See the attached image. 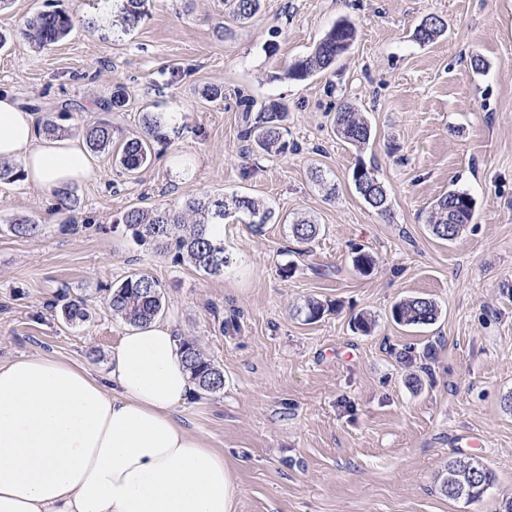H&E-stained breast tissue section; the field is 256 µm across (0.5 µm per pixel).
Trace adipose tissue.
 Listing matches in <instances>:
<instances>
[{"instance_id":"obj_1","label":"adipose tissue","mask_w":512,"mask_h":512,"mask_svg":"<svg viewBox=\"0 0 512 512\" xmlns=\"http://www.w3.org/2000/svg\"><path fill=\"white\" fill-rule=\"evenodd\" d=\"M0 158L51 191L94 167L78 140L41 139L0 92ZM192 390L171 325L128 330L99 374L47 356L0 363V512H233L221 451L175 409Z\"/></svg>"}]
</instances>
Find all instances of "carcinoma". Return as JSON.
<instances>
[{"label": "carcinoma", "mask_w": 512, "mask_h": 512, "mask_svg": "<svg viewBox=\"0 0 512 512\" xmlns=\"http://www.w3.org/2000/svg\"><path fill=\"white\" fill-rule=\"evenodd\" d=\"M149 0H104L102 12L85 20L87 25L108 23L122 32L133 29L148 14ZM224 6L234 21L253 18L261 8V0H224ZM77 18L62 10H43L24 19L14 36L31 47L46 49L65 39L72 31ZM445 29L439 16H427L415 29L414 39L429 43ZM357 30L354 24L340 20L334 24L313 51L293 63L286 76L304 80L328 69L343 54L342 44H353ZM244 106V128L241 136L251 145L268 154L288 151V141L283 139V122L286 113L276 103L251 116L252 104L247 98L240 100ZM127 104L123 88L116 87L110 98L104 101L101 111L121 110ZM336 132L350 145L359 148L367 144L372 130L369 124L358 117L351 107L345 106L333 117ZM175 124L170 112H147L143 116L145 135L114 144L116 130L106 120H96L87 125L83 137L92 152H113L114 166L124 174H135L146 167L152 157V143L166 139L165 131ZM352 181L356 192L366 204L375 210L388 209V193L381 182L368 169L359 167L353 171ZM78 198L73 189L64 185L55 190L54 209L73 211ZM262 217L252 226L258 228L274 220L275 211L269 206L237 192L222 197L204 195L184 201L178 210L132 207L122 213L116 223L131 230L136 242L151 245L159 251L174 253V261L187 264L202 275L219 276L230 264L231 258L224 252V241L209 232L211 226H222L238 222L249 223V215ZM475 213L473 197L464 191L450 190L437 199L429 227L432 234L441 240H453L472 223ZM10 231L19 237L32 236L40 232V225L32 219L20 216L9 225ZM290 232L295 242L308 244L320 232V225L312 219H297L291 222ZM106 303L112 316L131 326H145L161 314L163 293L159 282L148 275L137 274L126 278L109 290ZM61 315L69 325L88 318L87 302L78 296H69L62 305ZM440 316L439 306L424 297H410L394 305L392 318L395 323L408 327L429 326ZM179 350L186 364L191 382L202 393H218L224 390V372L206 359L192 339H179ZM473 459L460 458L448 463L441 481V491L452 499L469 501L480 498L493 484L494 475L487 467L480 473L471 470Z\"/></svg>", "instance_id": "cac0c4a2"}]
</instances>
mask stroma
Masks as SVG:
<instances>
[{
    "label": "stroma",
    "instance_id": "stroma-1",
    "mask_svg": "<svg viewBox=\"0 0 512 512\" xmlns=\"http://www.w3.org/2000/svg\"><path fill=\"white\" fill-rule=\"evenodd\" d=\"M48 4L82 23L41 51L19 39L0 48V91L37 126L57 119L77 138L105 117L132 137L143 113L177 121L133 176L96 156L73 186L75 211H54L53 193L26 181L0 183V361L49 356L107 371L128 326L107 309L106 290L146 274L163 286L161 321L224 373L223 391L193 392L177 417L223 451L234 512H503L512 500V0H263L244 23L228 19L224 0H150L126 34L86 25L96 0H13L0 32ZM431 14L447 30L419 43L413 32ZM341 19L358 29L351 49L324 73L288 79ZM118 86L128 107L102 113ZM213 87L222 97L207 98ZM242 94L258 110L285 107L294 151L246 146ZM344 101L373 128L363 147L332 129ZM359 165L386 187L389 212L356 193ZM315 169L333 194L312 180ZM454 188L477 211L442 241L428 216ZM227 190L316 219L321 231L291 254L283 222L225 225L232 263L205 276L113 225L134 205L177 209ZM15 216L41 233L14 236ZM360 248L376 258L366 272L353 264ZM63 292L87 298L86 321L62 320L53 304ZM407 297L435 301L436 323L395 324L391 308ZM311 299L325 312L309 322L300 309ZM233 313L236 329L222 331ZM362 314L374 321L366 333L354 326ZM463 457L495 475L475 501L441 490L449 461Z\"/></svg>",
    "mask_w": 512,
    "mask_h": 512
}]
</instances>
